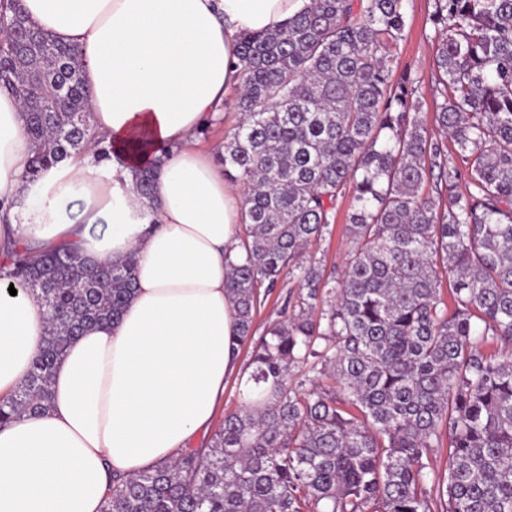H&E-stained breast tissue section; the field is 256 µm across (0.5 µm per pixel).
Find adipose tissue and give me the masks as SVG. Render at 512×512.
<instances>
[{
  "instance_id": "1",
  "label": "adipose tissue",
  "mask_w": 512,
  "mask_h": 512,
  "mask_svg": "<svg viewBox=\"0 0 512 512\" xmlns=\"http://www.w3.org/2000/svg\"><path fill=\"white\" fill-rule=\"evenodd\" d=\"M306 0H19L57 42L82 48L90 123L113 159L66 158L28 182L18 101L0 93V252L77 243L87 260L135 254L136 291L117 322L85 328L52 373V404L0 428V512H102L114 474L173 461L211 427L238 372L225 288L237 261L243 198L198 133L239 87L238 43L287 24ZM173 146L154 206L135 169ZM81 202L77 221L59 205ZM0 278V397L45 347L33 294Z\"/></svg>"
}]
</instances>
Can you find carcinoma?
Segmentation results:
<instances>
[{"instance_id":"cac0c4a2","label":"carcinoma","mask_w":512,"mask_h":512,"mask_svg":"<svg viewBox=\"0 0 512 512\" xmlns=\"http://www.w3.org/2000/svg\"><path fill=\"white\" fill-rule=\"evenodd\" d=\"M404 15L405 0H309L239 42L243 121L220 159L246 190L225 287L251 371L208 445L114 482L104 512H512V352L486 351L512 347V0H436L440 137L410 76L393 79ZM83 68L79 49L0 5V87L23 104L31 183L90 146L110 159ZM154 176H133L149 203ZM348 192L338 277L306 251ZM135 266L133 252L92 264L66 245L0 257L48 322L0 425L49 407L55 363L119 319ZM285 273L294 309L256 339ZM445 444L442 476L427 459Z\"/></svg>"}]
</instances>
